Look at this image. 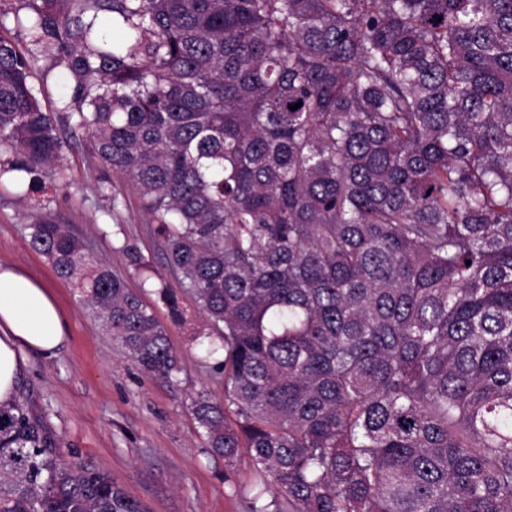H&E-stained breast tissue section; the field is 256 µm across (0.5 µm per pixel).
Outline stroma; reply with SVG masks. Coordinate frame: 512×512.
<instances>
[{
	"label": "stroma",
	"instance_id": "stroma-1",
	"mask_svg": "<svg viewBox=\"0 0 512 512\" xmlns=\"http://www.w3.org/2000/svg\"><path fill=\"white\" fill-rule=\"evenodd\" d=\"M61 172L67 192L45 187L48 210L71 224L98 257L110 262L131 288L140 279L127 264L123 246L135 247L156 269L164 259L157 227L125 181L116 187L126 198L119 212L98 190L100 169L84 141L65 146ZM34 211L0 187V263L21 266L53 288L67 322V340L56 355L28 353L17 396L61 444L112 474L147 512H246L253 473L241 457L232 475L224 461L206 451L190 404L198 393L224 396V377L199 363L194 333L205 323L183 298L188 322L169 324L171 343L182 360L177 382L142 372L78 300L72 285L59 279L47 260L29 245L27 226Z\"/></svg>",
	"mask_w": 512,
	"mask_h": 512
}]
</instances>
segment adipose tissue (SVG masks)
Segmentation results:
<instances>
[{
  "mask_svg": "<svg viewBox=\"0 0 512 512\" xmlns=\"http://www.w3.org/2000/svg\"><path fill=\"white\" fill-rule=\"evenodd\" d=\"M65 340V323L48 288L22 269L0 265V404L15 396L26 351L52 356Z\"/></svg>",
  "mask_w": 512,
  "mask_h": 512,
  "instance_id": "ef3b65f1",
  "label": "adipose tissue"
}]
</instances>
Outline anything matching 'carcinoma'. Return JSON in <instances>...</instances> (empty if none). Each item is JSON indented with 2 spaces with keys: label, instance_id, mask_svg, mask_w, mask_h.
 <instances>
[{
  "label": "carcinoma",
  "instance_id": "cac0c4a2",
  "mask_svg": "<svg viewBox=\"0 0 512 512\" xmlns=\"http://www.w3.org/2000/svg\"><path fill=\"white\" fill-rule=\"evenodd\" d=\"M22 2V47L0 11V180L31 199L81 134L135 189L174 278L155 293L206 321L224 400L192 415L224 472L246 449L247 512H512V0ZM28 229L176 380L141 290L51 212ZM0 475V512H146L18 400ZM43 76L40 74V82L43 81L46 91L44 102L46 105H55L56 101L65 95L66 88L58 79V68L52 69L50 60L40 62Z\"/></svg>",
  "mask_w": 512,
  "mask_h": 512
}]
</instances>
